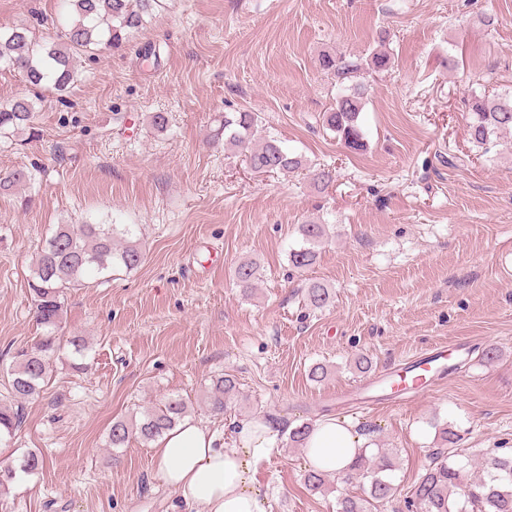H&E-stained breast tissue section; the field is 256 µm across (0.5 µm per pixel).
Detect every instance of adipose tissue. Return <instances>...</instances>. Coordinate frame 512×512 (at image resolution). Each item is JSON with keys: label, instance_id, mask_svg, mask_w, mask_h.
Masks as SVG:
<instances>
[{"label": "adipose tissue", "instance_id": "adipose-tissue-1", "mask_svg": "<svg viewBox=\"0 0 512 512\" xmlns=\"http://www.w3.org/2000/svg\"><path fill=\"white\" fill-rule=\"evenodd\" d=\"M233 437L225 447L223 431L187 420L154 444L156 471L185 512H268L258 475L280 451L277 425L255 415L235 422ZM306 446L309 468L341 474L368 444L350 422L327 417L312 425Z\"/></svg>", "mask_w": 512, "mask_h": 512}]
</instances>
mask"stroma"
<instances>
[{"mask_svg":"<svg viewBox=\"0 0 512 512\" xmlns=\"http://www.w3.org/2000/svg\"><path fill=\"white\" fill-rule=\"evenodd\" d=\"M60 11V0H0V24L40 39ZM147 42L157 66L138 55ZM380 48L391 67L365 80L367 147L351 151L321 126L337 85L319 59ZM79 65L64 99L38 105L34 135L0 139V171L36 172L0 195V407L13 404L15 351L41 332L30 264L56 226L134 225L145 261L67 290L62 333L86 338L89 368L62 356L25 402L0 466L30 449L49 463L15 483L0 512H172L151 445H106L113 419L172 394L211 428L259 413L283 431L347 420L396 449L401 499L437 445L435 423L461 435L472 474L482 453L512 450V134L478 152L463 103L472 89L512 91V0H162L132 43ZM239 111L259 114L258 136L333 168L334 182L259 175L244 151L214 144L224 113ZM310 221L328 235L316 263L297 269L288 253ZM246 259L260 267L248 295L234 277ZM312 281L332 289L329 307L307 306ZM451 341L466 349L432 391L369 411L349 397ZM491 345L501 357L483 363ZM359 354L370 372L355 369ZM319 362L329 373L316 383ZM225 373L239 394L216 416L207 394ZM305 471V449L289 446L262 465L269 512H336L335 494L308 490Z\"/></svg>","mask_w":512,"mask_h":512,"instance_id":"obj_1","label":"stroma"}]
</instances>
